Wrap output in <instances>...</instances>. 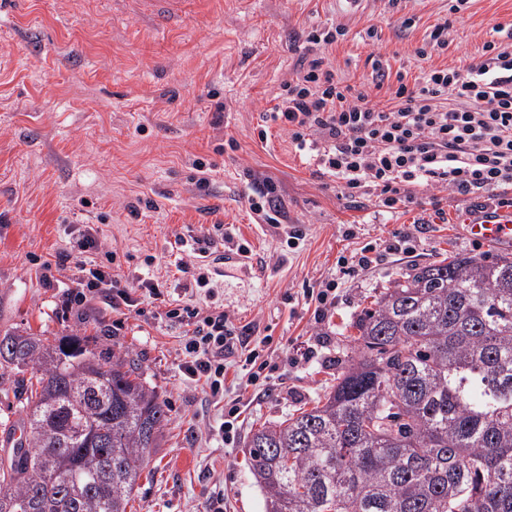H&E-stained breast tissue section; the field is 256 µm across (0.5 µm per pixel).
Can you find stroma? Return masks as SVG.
Returning a JSON list of instances; mask_svg holds the SVG:
<instances>
[{
  "instance_id": "35a3bbf8",
  "label": "stroma",
  "mask_w": 512,
  "mask_h": 512,
  "mask_svg": "<svg viewBox=\"0 0 512 512\" xmlns=\"http://www.w3.org/2000/svg\"><path fill=\"white\" fill-rule=\"evenodd\" d=\"M449 2L192 0L185 18L163 28L133 0H20L0 12V333L94 335L98 349L137 355L169 413L127 512H207L219 495L224 512H265L248 437L312 408L335 385L352 354L351 319L411 266L451 254L512 257V244L492 249L464 233L483 196L416 186L406 210L372 197L352 203L288 132L262 125L311 28L347 24L325 55L359 86L370 77L369 56L411 79L464 69L494 24L512 25V0H468L455 14ZM407 17L415 24L405 29ZM447 18V50L416 59L427 31ZM372 26L381 32L375 43L364 38ZM198 160L207 165L203 187ZM263 180L276 187L280 223H264L247 203ZM217 223L251 254L245 271L224 262L207 303L248 328L267 364L252 385L228 365L220 400L184 374V330L165 316L194 284L193 238ZM87 224L101 230L99 250L80 247ZM295 228L303 238L291 249ZM401 235L413 252L344 272L341 258ZM62 253L70 256L63 265ZM106 264L126 288L152 277L163 301L121 314L98 298L63 314L84 269ZM332 278L336 306L315 320L304 293ZM233 407L228 442L217 427Z\"/></svg>"
}]
</instances>
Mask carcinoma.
<instances>
[{"label": "carcinoma", "instance_id": "cac0c4a2", "mask_svg": "<svg viewBox=\"0 0 512 512\" xmlns=\"http://www.w3.org/2000/svg\"><path fill=\"white\" fill-rule=\"evenodd\" d=\"M352 327L324 399L249 436L266 512H512V257L414 266ZM93 344L0 335L29 441L0 460V512H126L168 403Z\"/></svg>", "mask_w": 512, "mask_h": 512}]
</instances>
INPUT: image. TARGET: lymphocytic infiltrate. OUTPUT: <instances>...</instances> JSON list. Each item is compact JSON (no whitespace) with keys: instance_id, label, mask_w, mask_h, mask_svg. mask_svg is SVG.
Returning a JSON list of instances; mask_svg holds the SVG:
<instances>
[{"instance_id":"f902f5d3","label":"lymphocytic infiltrate","mask_w":512,"mask_h":512,"mask_svg":"<svg viewBox=\"0 0 512 512\" xmlns=\"http://www.w3.org/2000/svg\"><path fill=\"white\" fill-rule=\"evenodd\" d=\"M493 32L467 68H431L410 80L375 59L359 88L338 78L325 56H300L268 119L288 128L346 197L373 195L389 210L413 204L415 185L472 195L512 187V28ZM88 287L105 290L115 310L162 297L153 280L132 291L101 270ZM88 292L68 297L64 310L83 305ZM165 315L186 329L184 374L205 379L212 395L224 391L227 358L242 351L250 365L258 357L220 308L178 304Z\"/></svg>"}]
</instances>
